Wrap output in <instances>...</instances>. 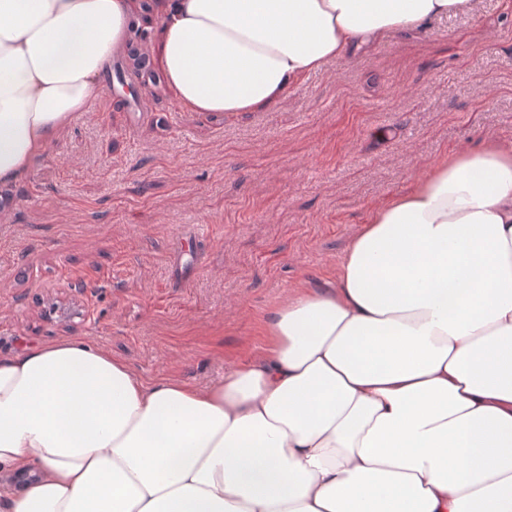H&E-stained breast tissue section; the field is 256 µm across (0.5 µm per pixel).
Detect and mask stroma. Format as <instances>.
<instances>
[{
	"instance_id": "35a3bbf8",
	"label": "stroma",
	"mask_w": 512,
	"mask_h": 512,
	"mask_svg": "<svg viewBox=\"0 0 512 512\" xmlns=\"http://www.w3.org/2000/svg\"><path fill=\"white\" fill-rule=\"evenodd\" d=\"M473 2L268 112H191L168 92L126 112L101 86L0 190V355L80 338L147 383L223 379L289 289L335 279L372 207L447 154L512 144V0Z\"/></svg>"
}]
</instances>
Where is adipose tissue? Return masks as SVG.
Masks as SVG:
<instances>
[{
  "label": "adipose tissue",
  "mask_w": 512,
  "mask_h": 512,
  "mask_svg": "<svg viewBox=\"0 0 512 512\" xmlns=\"http://www.w3.org/2000/svg\"><path fill=\"white\" fill-rule=\"evenodd\" d=\"M472 0H155L192 112H264L326 63ZM130 0H0V185L23 183L125 38ZM197 388L81 339L0 357V512H512V146L376 207L331 287Z\"/></svg>",
  "instance_id": "ef3b65f1"
}]
</instances>
